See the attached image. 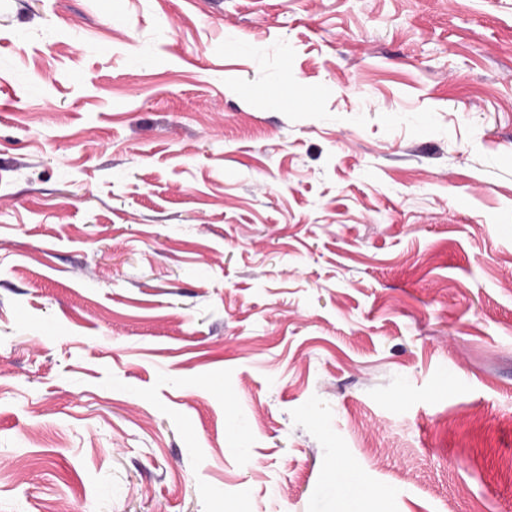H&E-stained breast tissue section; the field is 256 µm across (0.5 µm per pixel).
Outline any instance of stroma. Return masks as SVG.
<instances>
[{"label":"stroma","mask_w":512,"mask_h":512,"mask_svg":"<svg viewBox=\"0 0 512 512\" xmlns=\"http://www.w3.org/2000/svg\"><path fill=\"white\" fill-rule=\"evenodd\" d=\"M512 512V0H0V512ZM347 510L344 512H370L367 510V495L362 488L361 480L354 474L346 477Z\"/></svg>","instance_id":"35a3bbf8"}]
</instances>
